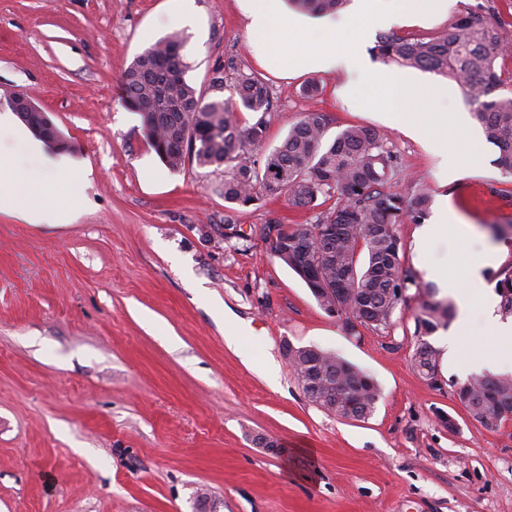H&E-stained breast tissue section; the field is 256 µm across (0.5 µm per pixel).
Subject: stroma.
Returning a JSON list of instances; mask_svg holds the SVG:
<instances>
[{"mask_svg":"<svg viewBox=\"0 0 512 512\" xmlns=\"http://www.w3.org/2000/svg\"><path fill=\"white\" fill-rule=\"evenodd\" d=\"M484 2L448 0L397 31H443ZM193 5L184 26L172 0H0V114L26 93L59 135L36 151L4 128L0 154L49 179L50 158L78 162L64 223L0 212V512H512V414L481 425L454 392L466 372L437 370L434 385L415 372L420 296L388 327L347 331L260 236L315 211L283 195L230 208L223 168L170 171L121 101L122 71L174 32L198 91L227 58L258 70L238 0ZM412 75L445 88L420 96L418 115L447 122L467 100L449 78ZM270 79L276 109L248 153L256 169L309 111L330 116V140L350 124L380 128L400 158L396 191L422 179L475 228L449 252L512 245V177L493 145L479 142L472 173L444 187L420 143L383 128L377 101L337 97L342 76ZM308 80L322 87L312 98L300 92ZM228 312L248 328L239 354L224 341ZM290 345L366 372L375 411L346 420L312 404ZM267 360L273 385L257 368Z\"/></svg>","mask_w":512,"mask_h":512,"instance_id":"1","label":"stroma"}]
</instances>
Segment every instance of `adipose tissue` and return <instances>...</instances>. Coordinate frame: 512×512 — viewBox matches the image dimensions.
Instances as JSON below:
<instances>
[{
    "mask_svg": "<svg viewBox=\"0 0 512 512\" xmlns=\"http://www.w3.org/2000/svg\"><path fill=\"white\" fill-rule=\"evenodd\" d=\"M444 6L445 0H353L346 18L338 22L327 15L296 13L285 0H242L251 51L260 65L282 69L292 76L307 70L332 75L356 71L366 75V84L351 81L343 85L340 97L356 101L365 93L373 96L381 107L384 124L420 142L438 161L437 178L449 184L466 173L462 158L477 142L467 112L455 111L448 125L434 115L417 118L409 112V104L412 98L429 94V87L414 78L379 70L364 51V44L374 30L406 23L423 12ZM311 34L318 35L319 40L310 48L305 39ZM37 179L34 173L18 175L14 161L0 155V212L15 213L30 223H39L46 208L30 194V186ZM470 230V224L447 199H440L431 219L419 229L414 250L426 279L436 282L456 304L453 325L441 338L443 354L459 355L461 338L477 318L493 334L494 350L486 356L468 357L467 362L497 372L512 367V320L501 319L497 298L483 287L485 261L468 262L462 279L457 281L448 276L447 260L430 256L437 244Z\"/></svg>",
    "mask_w": 512,
    "mask_h": 512,
    "instance_id": "obj_1",
    "label": "adipose tissue"
}]
</instances>
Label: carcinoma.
Returning <instances> with one entry per match:
<instances>
[{"instance_id":"1","label":"carcinoma","mask_w":512,"mask_h":512,"mask_svg":"<svg viewBox=\"0 0 512 512\" xmlns=\"http://www.w3.org/2000/svg\"><path fill=\"white\" fill-rule=\"evenodd\" d=\"M312 14L334 13L344 0H289ZM184 39L174 33L139 54L120 75L125 104L143 115L152 146L172 171L186 164L224 167V202L247 207L258 198L285 194L295 208L316 207L318 198L335 199L312 224H282V238L269 252L294 271L321 308L342 305L345 315L362 316L375 328L387 327L410 289H420L416 276L403 266L398 226L420 224L431 205L428 191L414 183L413 193L391 190L401 173L399 157L379 130L348 125L327 146L330 119L323 112L304 113L287 137L265 159L263 173L247 154L267 137L274 111L271 84L230 59L214 70L213 92L227 98L205 100L186 79L180 53ZM374 51L385 64L416 68L456 81L472 105L485 139L497 148L494 164L512 175V95L496 96L502 74L496 61L512 59V20L504 19L494 0L478 11L460 15L448 31L427 37L396 32L378 36ZM256 120L241 126L237 113ZM503 316H512V268L496 273ZM425 288L415 317L418 344L412 363L418 374L435 373L437 351L425 337L454 318L453 305L431 299ZM286 354L300 384L315 386L313 404L344 419L371 415L381 392L374 381L318 347H288ZM456 393L469 416L481 423L497 419L512 404V378L475 376Z\"/></svg>"}]
</instances>
